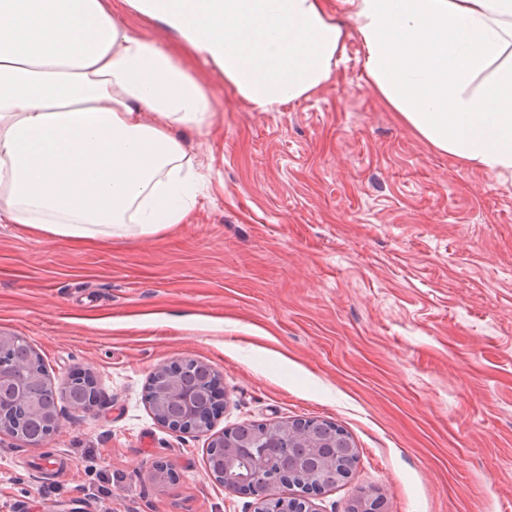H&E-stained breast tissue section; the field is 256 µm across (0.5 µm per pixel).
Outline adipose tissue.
<instances>
[{
	"label": "adipose tissue",
	"mask_w": 512,
	"mask_h": 512,
	"mask_svg": "<svg viewBox=\"0 0 512 512\" xmlns=\"http://www.w3.org/2000/svg\"><path fill=\"white\" fill-rule=\"evenodd\" d=\"M260 112L328 82L348 31L378 94L466 164L512 171V0H125ZM215 98L112 0H0V224L110 244L191 223L182 138Z\"/></svg>",
	"instance_id": "ef3b65f1"
}]
</instances>
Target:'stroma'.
I'll return each instance as SVG.
<instances>
[{
  "mask_svg": "<svg viewBox=\"0 0 512 512\" xmlns=\"http://www.w3.org/2000/svg\"><path fill=\"white\" fill-rule=\"evenodd\" d=\"M217 123L184 148L195 220L108 246L0 224V334L100 404L44 446L0 432V512H256L206 475L211 435L326 420L358 450L321 512H512V173L435 149L377 93L356 38L309 97L253 110L208 66ZM211 365L209 431L161 424L159 368Z\"/></svg>",
  "mask_w": 512,
  "mask_h": 512,
  "instance_id": "1",
  "label": "stroma"
}]
</instances>
